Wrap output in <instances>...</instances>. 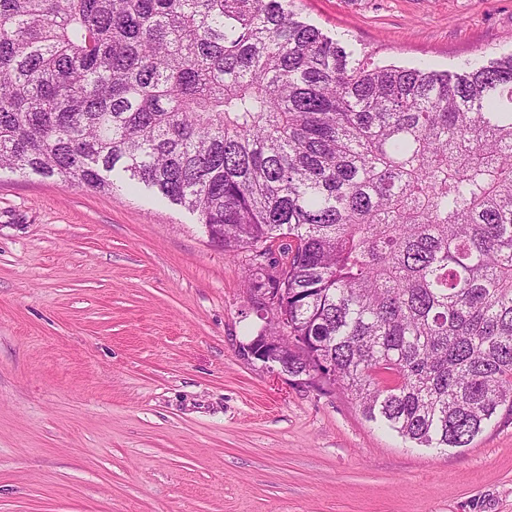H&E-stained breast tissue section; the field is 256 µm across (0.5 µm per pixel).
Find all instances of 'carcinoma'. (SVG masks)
<instances>
[{
    "instance_id": "obj_1",
    "label": "carcinoma",
    "mask_w": 512,
    "mask_h": 512,
    "mask_svg": "<svg viewBox=\"0 0 512 512\" xmlns=\"http://www.w3.org/2000/svg\"><path fill=\"white\" fill-rule=\"evenodd\" d=\"M247 253L300 376L420 447L512 423V54L379 65L297 0H0V169Z\"/></svg>"
}]
</instances>
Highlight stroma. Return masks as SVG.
Instances as JSON below:
<instances>
[{"label":"stroma","instance_id":"35a3bbf8","mask_svg":"<svg viewBox=\"0 0 512 512\" xmlns=\"http://www.w3.org/2000/svg\"><path fill=\"white\" fill-rule=\"evenodd\" d=\"M379 64L512 53V0H300ZM244 255L151 190L0 173V512H512V425L412 448L275 376Z\"/></svg>","mask_w":512,"mask_h":512}]
</instances>
